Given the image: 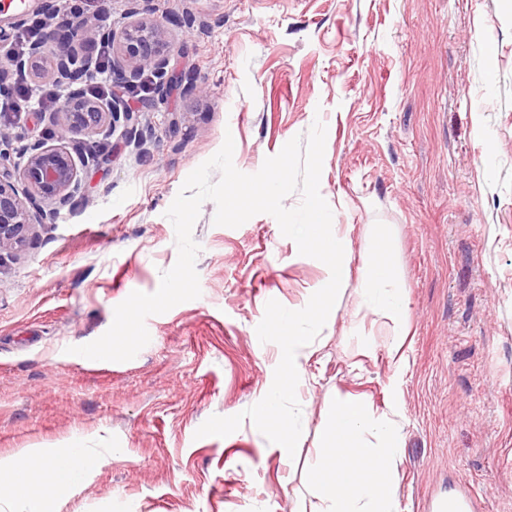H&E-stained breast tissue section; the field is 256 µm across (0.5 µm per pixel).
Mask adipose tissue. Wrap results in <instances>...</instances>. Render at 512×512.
I'll return each instance as SVG.
<instances>
[{
  "instance_id": "adipose-tissue-1",
  "label": "adipose tissue",
  "mask_w": 512,
  "mask_h": 512,
  "mask_svg": "<svg viewBox=\"0 0 512 512\" xmlns=\"http://www.w3.org/2000/svg\"><path fill=\"white\" fill-rule=\"evenodd\" d=\"M355 293L359 310L397 323L388 357L395 371H403L409 357L400 323L407 301L392 280L385 244H377L364 257ZM323 435L311 478L317 512H398L392 473L400 460L403 435L397 422L375 413L362 399H340L325 415ZM97 465V456L77 447L34 451L0 463V490L11 492L27 512H43L44 487L75 484Z\"/></svg>"
}]
</instances>
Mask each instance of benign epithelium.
<instances>
[{
	"label": "benign epithelium",
	"instance_id": "1",
	"mask_svg": "<svg viewBox=\"0 0 512 512\" xmlns=\"http://www.w3.org/2000/svg\"><path fill=\"white\" fill-rule=\"evenodd\" d=\"M112 46V101L103 104L88 99L78 87L88 77V63L69 48L74 40ZM171 41L167 28L158 21L134 20L116 29L98 17L81 18L79 32L58 24L46 39L32 43L27 53L0 63V97L12 95V77L22 71L51 76L70 87L51 121L56 138L69 145L31 141L0 124V169L16 170L19 181L0 180V255L15 253L26 245L33 226L47 218L43 205L59 211L74 203L81 190L77 160L86 143L72 139L104 127L136 128L137 113L129 104L143 73L153 76L150 92L164 98L179 90L185 94L205 93L190 74L171 63Z\"/></svg>",
	"mask_w": 512,
	"mask_h": 512
}]
</instances>
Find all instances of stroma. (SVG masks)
Instances as JSON below:
<instances>
[{
	"instance_id": "1",
	"label": "stroma",
	"mask_w": 512,
	"mask_h": 512,
	"mask_svg": "<svg viewBox=\"0 0 512 512\" xmlns=\"http://www.w3.org/2000/svg\"><path fill=\"white\" fill-rule=\"evenodd\" d=\"M169 27L172 59L203 96L133 100L137 133L81 166L83 195L0 258V459L81 441L101 463L44 491L46 512H306L300 458L322 413L359 396L397 404L400 512L469 487L512 512V12L502 0H91L115 26ZM327 128L320 192L348 228L352 268L387 231L408 307L409 366L394 373L393 323L346 288L302 390L309 430L284 464L251 420L196 437L253 404L275 369L256 327L269 300L299 310L329 276L262 213L193 227L201 295L149 316L126 362L70 354L111 326L131 292L176 262L166 211L186 177L233 137L258 172L314 121Z\"/></svg>"
}]
</instances>
